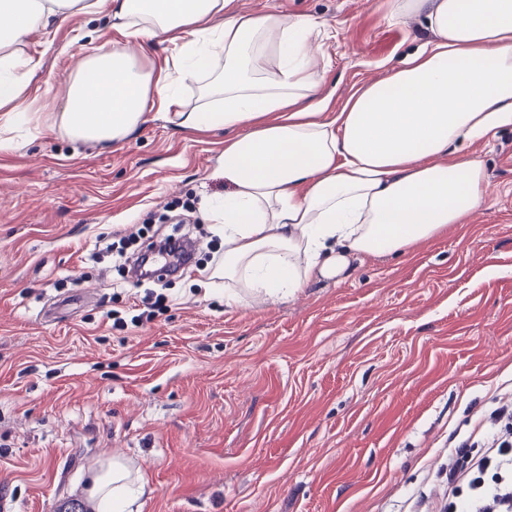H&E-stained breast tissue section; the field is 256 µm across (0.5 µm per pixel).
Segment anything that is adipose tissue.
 Masks as SVG:
<instances>
[{
  "label": "adipose tissue",
  "instance_id": "adipose-tissue-1",
  "mask_svg": "<svg viewBox=\"0 0 512 512\" xmlns=\"http://www.w3.org/2000/svg\"><path fill=\"white\" fill-rule=\"evenodd\" d=\"M110 2L128 36L188 39L159 75L126 45L105 43L77 70L53 123L74 140H122L149 102L172 103L176 80L223 56L206 87L209 104L180 115L183 127L234 133L220 161L224 194L205 201L224 237L210 279L293 294L352 260L432 240L483 205L484 163L457 150L512 127V0H390V18L422 16L433 37L337 112L312 69L313 18L242 14L233 0ZM97 7L0 0V150L15 147L18 125L36 120L22 75L29 34ZM146 485L111 458L91 474L89 500L94 512H131Z\"/></svg>",
  "mask_w": 512,
  "mask_h": 512
}]
</instances>
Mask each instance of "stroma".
<instances>
[{
    "label": "stroma",
    "instance_id": "stroma-1",
    "mask_svg": "<svg viewBox=\"0 0 512 512\" xmlns=\"http://www.w3.org/2000/svg\"><path fill=\"white\" fill-rule=\"evenodd\" d=\"M236 8L319 22L333 110L432 37L420 17L391 22L389 0ZM124 38L106 2L24 48L39 120L0 151V504L71 512L121 458L149 482L136 512H434L449 439L512 391V128L476 146L488 198L468 223L279 298L227 303L204 258L154 282L166 305L146 320L143 288L92 255L147 219L207 224L225 133L178 124L203 74L120 142L52 130L80 63Z\"/></svg>",
    "mask_w": 512,
    "mask_h": 512
}]
</instances>
